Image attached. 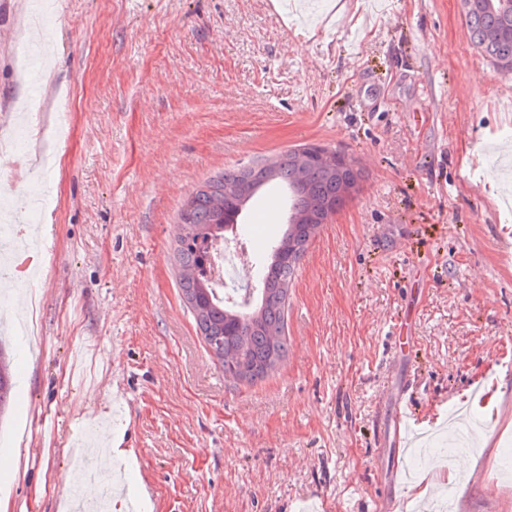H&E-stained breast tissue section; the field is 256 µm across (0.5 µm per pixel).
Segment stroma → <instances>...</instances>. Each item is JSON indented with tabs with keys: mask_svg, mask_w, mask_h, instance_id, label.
<instances>
[{
	"mask_svg": "<svg viewBox=\"0 0 512 512\" xmlns=\"http://www.w3.org/2000/svg\"><path fill=\"white\" fill-rule=\"evenodd\" d=\"M27 9L0 0V131L39 132L51 161L34 184L0 155V204L41 229L34 280L0 304L37 309L42 345L8 340L0 512L85 494L81 434L125 449L136 512H512V75L460 0H49L23 69ZM307 144L352 157L358 190L296 267L287 357L240 382L181 299L180 208ZM287 216L256 196L254 252ZM400 399L423 448L393 442Z\"/></svg>",
	"mask_w": 512,
	"mask_h": 512,
	"instance_id": "obj_1",
	"label": "stroma"
}]
</instances>
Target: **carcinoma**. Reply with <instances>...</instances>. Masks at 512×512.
<instances>
[{"mask_svg":"<svg viewBox=\"0 0 512 512\" xmlns=\"http://www.w3.org/2000/svg\"><path fill=\"white\" fill-rule=\"evenodd\" d=\"M471 42L489 58L495 71L512 74V0H461ZM509 30L494 39L490 34ZM298 150L274 162H260L224 172L204 182L187 198L179 213L177 260L182 298L208 349L221 363L224 374L233 375L225 354L240 336L248 338L242 361L248 367L246 381L262 378L286 357L285 336L288 290L296 265L320 224L308 217L315 202L341 209L347 197L336 173L313 163L299 175ZM280 181L288 193V220L283 234L294 240L287 252L273 249L255 257L259 288L243 305L227 303L211 288L204 272V245L239 224L243 207L263 186ZM10 354L0 343V422L14 389Z\"/></svg>","mask_w":512,"mask_h":512,"instance_id":"obj_1","label":"carcinoma"}]
</instances>
